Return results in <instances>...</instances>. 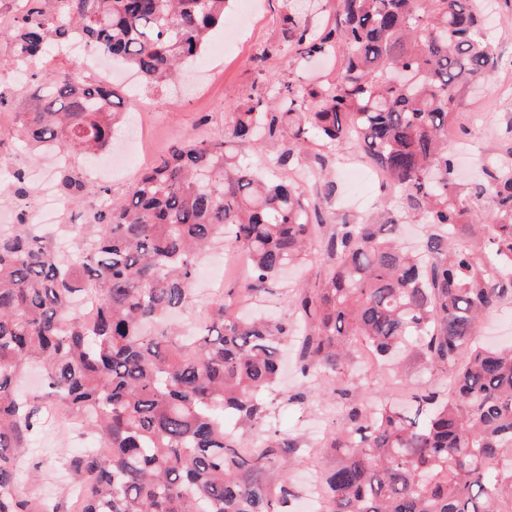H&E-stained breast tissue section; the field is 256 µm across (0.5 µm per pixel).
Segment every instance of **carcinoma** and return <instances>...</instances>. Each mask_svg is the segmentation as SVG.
Wrapping results in <instances>:
<instances>
[{
  "label": "carcinoma",
  "mask_w": 512,
  "mask_h": 512,
  "mask_svg": "<svg viewBox=\"0 0 512 512\" xmlns=\"http://www.w3.org/2000/svg\"><path fill=\"white\" fill-rule=\"evenodd\" d=\"M231 2L18 0L14 27L0 29V73L78 37L164 87ZM481 2L340 0L336 25L322 29L290 12L273 50L344 54L331 81L272 86L232 113L223 137L171 147L121 199L64 173L76 211L63 225L75 245L66 259L30 220L0 229V512H31L17 467L42 405L14 383L32 365L46 400L85 415L112 449L72 461L83 512H288L296 492L282 465L298 441L271 426L267 400L288 324L232 315L221 298L191 335L172 316L192 306L202 253L226 240L250 258L248 291L303 259L335 194L329 181L310 198L297 180L312 140L358 149L387 172L392 199L374 221L336 224L324 244L334 265L289 297L307 323L289 401L304 403L319 376L342 380L354 341L385 357L414 339L448 376L446 393L422 391L412 412L334 389L345 405L326 444L336 462L319 481L326 512H512V348L476 339L480 319L512 303V147L466 189L448 149L457 90L499 64ZM29 78L43 80L39 104L18 113L13 136L76 156L110 145L127 112L113 87L78 70ZM249 141L277 148L271 165L291 175L241 161ZM2 196L25 198L27 184L0 179ZM413 218L437 228L419 253L398 242ZM88 293L99 300L91 325L74 315Z\"/></svg>",
  "instance_id": "obj_1"
}]
</instances>
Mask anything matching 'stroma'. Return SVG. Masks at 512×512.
Here are the masks:
<instances>
[{
    "label": "stroma",
    "instance_id": "35a3bbf8",
    "mask_svg": "<svg viewBox=\"0 0 512 512\" xmlns=\"http://www.w3.org/2000/svg\"><path fill=\"white\" fill-rule=\"evenodd\" d=\"M283 10V0H234L223 28L212 35L211 49L190 62L183 83L173 88L144 87L137 77H126L121 62H113V84L122 89L128 112L112 131V151L123 153L129 135H136L137 160L128 168L111 173L102 162L83 158L78 166L82 178L108 186L113 197H122L140 172L162 159L174 144L190 138L223 135L231 113L257 98L269 80L302 86L329 81L340 66V59L305 61L289 46L283 47L280 54L266 55L267 46L278 39ZM492 34L501 63L478 88L457 91L448 128L449 137L461 148L459 166L461 182L465 185L476 174V159L496 156L504 146H512V109L506 106L512 100V5L505 0H495ZM260 55L266 61L263 70L258 71L253 67V60ZM366 165V160L351 153L329 163L323 174L334 182L335 196L331 209L324 214V224L316 230L306 261L282 277L271 279L260 291L236 301L233 314L272 313L289 325L300 326V316L289 305L288 297L301 287L316 288L324 278L329 267L323 255L325 236L347 215L374 220L389 195L388 187L382 184L363 183L358 171ZM361 350L360 344H352L353 363L345 379L347 385L366 394L369 406L392 401L410 408L415 393L443 385L441 377L425 368L417 348L412 347L392 369L406 384V391H387L384 380L364 377L358 363ZM297 386L294 373H286L270 398L273 425L302 443L286 468L290 481L299 490L309 468L308 449H315L321 466L334 465V457L322 446L323 433L340 417L343 402L327 394L322 385L312 382L304 405L288 403V395ZM94 444V438L86 435L84 424L71 414L56 413L30 440L20 464L19 492L33 500L50 498L67 512L72 506V487L78 478L65 461Z\"/></svg>",
    "mask_w": 512,
    "mask_h": 512
}]
</instances>
